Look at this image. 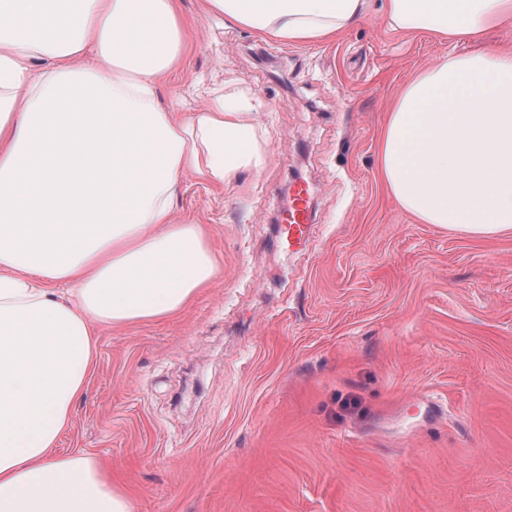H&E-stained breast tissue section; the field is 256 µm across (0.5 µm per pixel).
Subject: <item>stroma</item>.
Listing matches in <instances>:
<instances>
[{"label": "stroma", "instance_id": "stroma-1", "mask_svg": "<svg viewBox=\"0 0 512 512\" xmlns=\"http://www.w3.org/2000/svg\"><path fill=\"white\" fill-rule=\"evenodd\" d=\"M262 39L182 0L196 44L163 102L247 99L268 163L178 212L221 259L175 318L102 328L60 455L102 465L133 512H512V233L419 223L378 174L390 107L468 42L389 26ZM313 236L284 244L297 180Z\"/></svg>", "mask_w": 512, "mask_h": 512}]
</instances>
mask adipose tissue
<instances>
[{
	"mask_svg": "<svg viewBox=\"0 0 512 512\" xmlns=\"http://www.w3.org/2000/svg\"><path fill=\"white\" fill-rule=\"evenodd\" d=\"M284 42H326L363 0H204ZM402 29L474 42L417 73L378 166L424 224L512 231V51L481 49L512 0H388ZM180 0H0V512H132L92 459L55 453L102 327L172 318L218 270L176 217L185 176L220 188L266 157L246 112L180 117L159 88L185 59Z\"/></svg>",
	"mask_w": 512,
	"mask_h": 512,
	"instance_id": "ef3b65f1",
	"label": "adipose tissue"
}]
</instances>
